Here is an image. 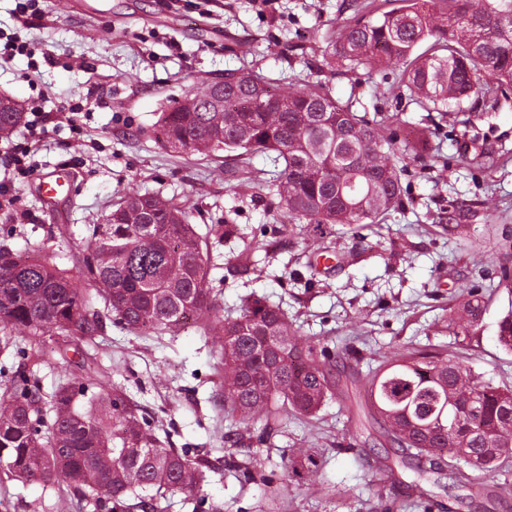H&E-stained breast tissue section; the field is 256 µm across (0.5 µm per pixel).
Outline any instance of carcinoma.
<instances>
[{
  "label": "carcinoma",
  "instance_id": "obj_1",
  "mask_svg": "<svg viewBox=\"0 0 512 512\" xmlns=\"http://www.w3.org/2000/svg\"><path fill=\"white\" fill-rule=\"evenodd\" d=\"M401 2L375 18L348 4L354 14L332 39V57L353 68L400 70L436 112L466 101L497 111L512 91V0H439L437 22L426 0ZM213 85L189 88L181 105L162 113L161 144L224 150L240 161L268 155L266 183L280 197L282 223L355 229L381 223L401 203L400 170L377 121L339 103L328 87L281 91L259 73L226 72L218 112ZM23 120L22 112H0V138ZM232 233L230 224H213L203 236L184 208L136 192L88 227L71 271L48 254L0 248V354L20 358L0 394V484L52 491L70 512L90 505L94 512H167L168 494L202 492L208 456L166 447L142 407L106 386L95 368L88 348L108 323L154 336L192 325L211 341L214 403L243 424L235 444L263 445L284 415L312 417L336 395L335 354L301 344L280 307L248 296L238 316H224L210 286L208 239ZM15 332L30 349L15 344ZM497 342L512 353V308L498 323ZM51 365L64 375L46 392L39 372ZM365 398L402 463L416 461L407 488L419 497L445 467L464 462L485 475L512 459V389L478 382L451 357L406 354L372 373ZM263 465L251 450L224 456V466L252 480L266 481ZM287 468L314 474L320 464L300 449Z\"/></svg>",
  "mask_w": 512,
  "mask_h": 512
}]
</instances>
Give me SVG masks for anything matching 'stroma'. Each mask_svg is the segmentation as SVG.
<instances>
[{
    "label": "stroma",
    "instance_id": "35a3bbf8",
    "mask_svg": "<svg viewBox=\"0 0 512 512\" xmlns=\"http://www.w3.org/2000/svg\"><path fill=\"white\" fill-rule=\"evenodd\" d=\"M345 0H40L42 16L15 21L17 0H0V36L16 35L29 55L0 64V94L17 99L25 119L47 133L30 152V174L8 156L26 133L0 139V181L13 205L0 210V247L52 253L72 268L87 228L103 223L130 192H153L191 209L198 231L224 220L233 236L218 245L224 259L248 251L251 272L226 277L212 270L225 314L245 296L280 305L301 341L348 351L337 367L343 380L411 351L453 356L479 381L512 389V354L502 350L497 322L512 306V98L499 111L464 126V113L431 112L384 68L332 62L328 43ZM257 72L276 88L316 83L358 111L397 113L381 125L404 171V203L379 224H281L275 193L258 179L270 159L253 156L227 180L224 152L173 153L157 140L162 112L228 71ZM82 109L70 113L69 107ZM493 150L492 167L478 150ZM68 168L70 195L45 207L41 175ZM485 313L477 334L461 331L468 300ZM104 380L122 387L171 431L174 447L220 458L235 422L215 407L209 344L193 328L176 336H139L110 326L92 351ZM363 396L337 393L317 416L290 414L272 443L267 469L288 489L271 500L269 487L241 482L216 466L203 488L202 512H512V484L484 475L490 494L469 498L460 477L443 475L427 506L406 489L414 476L383 475L393 448L378 426L352 442ZM317 449V475L287 477L281 454Z\"/></svg>",
    "mask_w": 512,
    "mask_h": 512
}]
</instances>
